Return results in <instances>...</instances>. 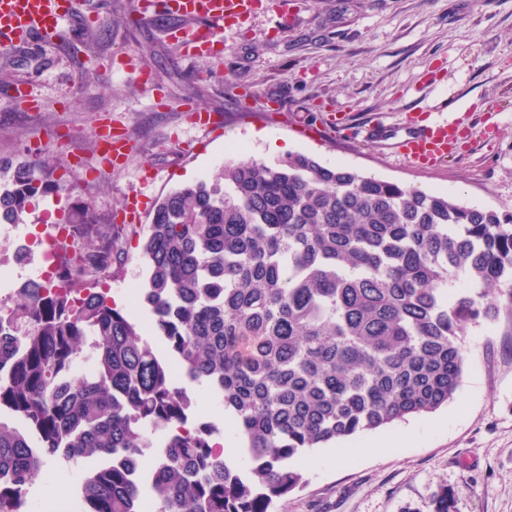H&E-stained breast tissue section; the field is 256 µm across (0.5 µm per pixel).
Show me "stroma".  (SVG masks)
Masks as SVG:
<instances>
[{"instance_id": "1", "label": "stroma", "mask_w": 512, "mask_h": 512, "mask_svg": "<svg viewBox=\"0 0 512 512\" xmlns=\"http://www.w3.org/2000/svg\"><path fill=\"white\" fill-rule=\"evenodd\" d=\"M98 27L66 23L61 36L24 47L36 65H8L0 50V156L33 148L63 186L62 207L32 201L19 235L35 240L42 220L68 222L90 206L97 223L115 224L113 299L131 319L149 312L130 301L148 267L140 224L116 223L134 198L153 205L189 179L217 174L230 160L304 153L328 167L358 170L470 206L512 212V0H267L224 31L218 54L186 57L172 31L191 19L140 21L135 0H80ZM149 64L153 86L143 85ZM24 82L34 108L10 95ZM222 117L214 135L188 107ZM439 112L463 133L456 154L429 168L409 163L397 145L411 118ZM380 124L378 138L324 134L333 118ZM112 123L127 133L124 166H104L91 129ZM466 363L448 405L333 448L295 459L303 485L275 512H435L456 492L455 512H512V313L468 324ZM90 463H54L29 489L32 503L75 494Z\"/></svg>"}]
</instances>
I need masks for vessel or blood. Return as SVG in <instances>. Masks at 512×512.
Listing matches in <instances>:
<instances>
[{
	"mask_svg": "<svg viewBox=\"0 0 512 512\" xmlns=\"http://www.w3.org/2000/svg\"><path fill=\"white\" fill-rule=\"evenodd\" d=\"M257 7L258 0H139L137 4L145 19L168 13L195 20V27L178 37L188 56L213 52L224 29L250 16ZM77 12V0H0V48H11L31 38L52 37L62 22ZM93 135L105 164H124L129 144L122 133L113 131L111 126L98 125ZM457 140L458 131L452 123L431 118L407 134L400 148L411 161L431 165L446 159Z\"/></svg>",
	"mask_w": 512,
	"mask_h": 512,
	"instance_id": "obj_1",
	"label": "vessel or blood"
}]
</instances>
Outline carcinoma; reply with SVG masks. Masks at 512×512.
<instances>
[{
    "label": "carcinoma",
    "instance_id": "carcinoma-1",
    "mask_svg": "<svg viewBox=\"0 0 512 512\" xmlns=\"http://www.w3.org/2000/svg\"><path fill=\"white\" fill-rule=\"evenodd\" d=\"M53 187L45 162L0 159V219L25 223ZM74 234L61 286L31 280L0 299V414L20 423L0 420V512H20L48 463L94 456L112 463L83 477L82 512H143L131 463L156 512H268L303 483L291 465L303 451L452 401L464 326L512 313V213L303 153L229 161L156 201L146 328L96 288L112 270L96 240L112 242V226L87 206ZM177 373L219 397L243 465L189 420Z\"/></svg>",
    "mask_w": 512,
    "mask_h": 512
}]
</instances>
